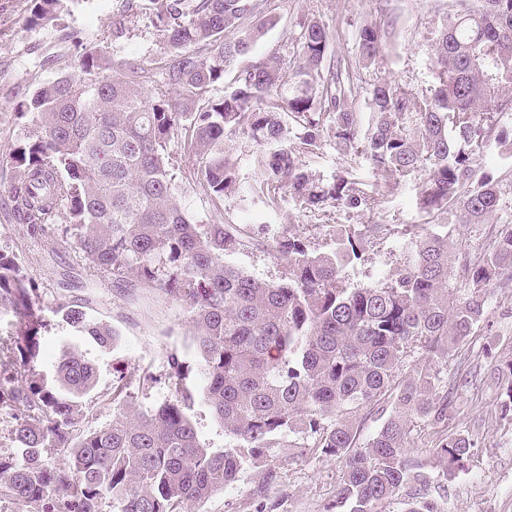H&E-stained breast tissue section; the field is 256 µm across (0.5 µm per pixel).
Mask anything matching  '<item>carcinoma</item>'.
I'll return each instance as SVG.
<instances>
[{
    "instance_id": "carcinoma-1",
    "label": "carcinoma",
    "mask_w": 512,
    "mask_h": 512,
    "mask_svg": "<svg viewBox=\"0 0 512 512\" xmlns=\"http://www.w3.org/2000/svg\"><path fill=\"white\" fill-rule=\"evenodd\" d=\"M27 21L58 19L61 0H22ZM142 0H117L112 42L130 33ZM164 57H112L80 43L74 71L40 83L15 112L33 134L10 148L15 169L11 211L30 237L71 240L92 276L117 288H145L183 305L200 358L203 385L188 384V366L169 360L171 393L157 408H136L129 383L112 386V423L78 428L81 398L95 385L93 365L76 347L62 351L58 382L35 372L40 308L17 258L0 253V306L19 318L20 340L0 339V405L13 411L21 460L0 459V498L44 502L47 512H100L110 494L119 512H186L243 467L265 458L277 438L343 464L337 509L386 512L399 489L428 480L407 458L412 419L436 425L453 405L441 362L484 321L493 291L512 278V222L498 221L503 179L482 169L494 153L512 161V133L499 115L512 111V0H455L431 38L434 84L413 92L378 79L361 84L388 39L367 21L354 58H334L333 32L317 18L299 22L288 58L271 55L243 66L276 18L266 0H148ZM233 74L225 81L227 74ZM224 95L216 98V84ZM246 133L263 146L252 153L249 194L276 207L287 197L333 246L307 235L259 236L239 224H204L180 207L171 171L184 167L213 202L240 193L239 165L224 141ZM330 142L340 155L361 154L387 191L418 181L425 224H337L336 209L373 208L348 171L325 178L305 158ZM458 224L496 225L494 245L457 265L451 249ZM402 238L411 251L383 279L345 282L363 266L368 246ZM284 262L277 283L248 275L226 258L245 249ZM79 332L101 345L115 341L107 324L79 308L59 306ZM420 359L399 379L403 358ZM203 399L229 447L201 444L191 419ZM389 400L378 429L358 444V412ZM45 448H64L66 462L47 467ZM463 433L434 448L442 479L470 460ZM404 512H441L425 496Z\"/></svg>"
}]
</instances>
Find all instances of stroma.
Masks as SVG:
<instances>
[{
	"instance_id": "stroma-1",
	"label": "stroma",
	"mask_w": 512,
	"mask_h": 512,
	"mask_svg": "<svg viewBox=\"0 0 512 512\" xmlns=\"http://www.w3.org/2000/svg\"><path fill=\"white\" fill-rule=\"evenodd\" d=\"M113 4L114 0H63L57 21L34 26L17 0H0V155L32 131L27 120L17 117L16 104L27 100L39 83L74 66V35L100 43L112 56L161 57L163 39L144 15L133 19L127 39L112 43ZM269 10L278 23L258 42L255 57L285 53L297 23L313 17L335 30L334 53L350 56L356 27L382 19L389 24L390 37L377 64L363 70L364 81L386 77L417 91L434 83L427 45L448 14L449 0H269ZM313 166L327 177L346 169L353 171L365 191L374 189L370 164L364 157L342 156L326 145ZM174 188L185 212L206 224L229 220L252 232L272 235L288 228L305 232L309 222L286 201L271 208L258 199L243 205L232 196L223 204H214L181 172ZM417 192L416 182L401 183L386 192L379 206L337 211L336 221L371 224L393 215L404 224L424 223ZM0 251L16 256L37 288L36 301L45 326L39 338L36 372L48 385H55L59 355L70 346L82 351L96 367V385L83 398L82 429L111 423L112 385L118 378L129 382L142 412L168 399L165 377L170 354H178L189 367L191 381L200 383V361L190 347L189 317L177 303L140 288H114L107 276H90L71 243L24 235L10 213L1 208ZM405 253L404 241L388 240L371 249L368 264L348 270V283H372L402 262ZM62 303L81 306L91 320L111 325L117 332L115 343L103 347L76 332L57 312ZM511 364L512 288H499L484 323L446 364L449 377L457 384L452 393L454 410L444 430L468 434L474 454L451 480L434 476L429 485L414 483L400 489L389 512H403L410 497L424 493L437 500L441 512H512V416L500 411L501 389L493 375L494 369ZM147 371L155 377L149 384L141 380ZM341 475L342 465L336 457L320 452L297 456L282 437L265 462L245 466L232 487L213 492L192 505L191 512H330Z\"/></svg>"
}]
</instances>
